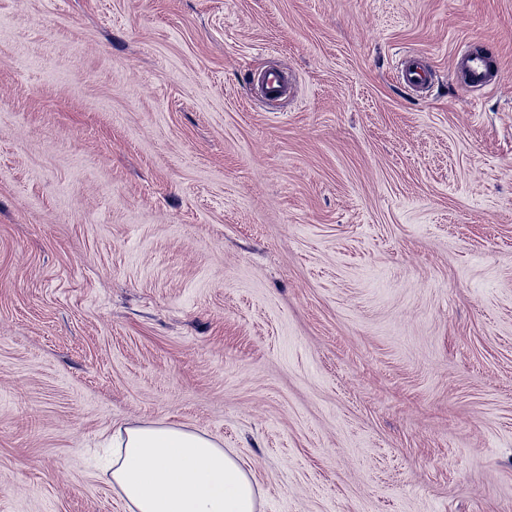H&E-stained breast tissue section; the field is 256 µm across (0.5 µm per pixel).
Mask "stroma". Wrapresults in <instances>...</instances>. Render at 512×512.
<instances>
[{
    "label": "stroma",
    "mask_w": 512,
    "mask_h": 512,
    "mask_svg": "<svg viewBox=\"0 0 512 512\" xmlns=\"http://www.w3.org/2000/svg\"><path fill=\"white\" fill-rule=\"evenodd\" d=\"M162 418L261 512H512V0H0V512ZM494 53L491 47L481 53L468 47H460L455 54V67L466 80L464 88L492 87L497 84V71L489 60V54ZM400 77L402 81L411 87H422L428 82V71L419 63V59L408 55L404 58L401 69ZM266 100L276 102L288 97L290 93V82L288 75L278 70H268L256 77Z\"/></svg>",
    "instance_id": "obj_1"
}]
</instances>
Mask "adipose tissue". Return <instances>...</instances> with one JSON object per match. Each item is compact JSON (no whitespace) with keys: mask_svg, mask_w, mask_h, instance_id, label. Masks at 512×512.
Wrapping results in <instances>:
<instances>
[{"mask_svg":"<svg viewBox=\"0 0 512 512\" xmlns=\"http://www.w3.org/2000/svg\"><path fill=\"white\" fill-rule=\"evenodd\" d=\"M109 473L127 512H259L260 485L236 451L164 419L118 432Z\"/></svg>","mask_w":512,"mask_h":512,"instance_id":"1","label":"adipose tissue"}]
</instances>
